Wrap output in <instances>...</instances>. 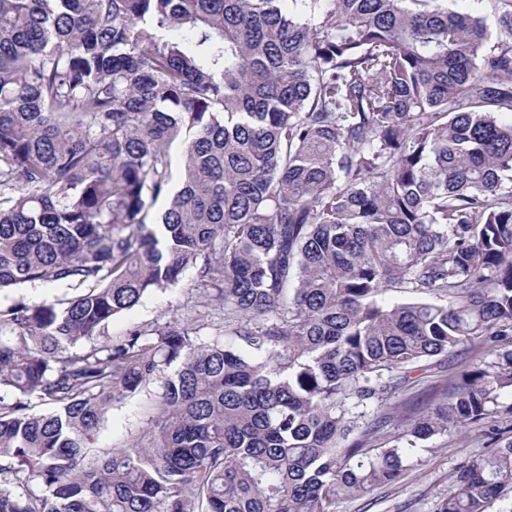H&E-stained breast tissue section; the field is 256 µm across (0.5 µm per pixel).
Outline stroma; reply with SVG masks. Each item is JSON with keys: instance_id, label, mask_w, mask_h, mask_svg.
Masks as SVG:
<instances>
[{"instance_id": "1", "label": "stroma", "mask_w": 512, "mask_h": 512, "mask_svg": "<svg viewBox=\"0 0 512 512\" xmlns=\"http://www.w3.org/2000/svg\"><path fill=\"white\" fill-rule=\"evenodd\" d=\"M193 279V274H186L181 284L149 294L139 305L112 320L107 336H120L129 327L177 317V306ZM480 357V352L459 347L449 355L431 359L428 367L412 373V384L401 390L399 400L423 402L429 388L453 385L459 373ZM149 415V400L143 394L113 406L101 426L99 446H123ZM488 431L470 425L421 442L407 452L404 468L394 483L361 496L337 499L333 512H437L440 501L458 490L459 467L496 449V440H491Z\"/></svg>"}]
</instances>
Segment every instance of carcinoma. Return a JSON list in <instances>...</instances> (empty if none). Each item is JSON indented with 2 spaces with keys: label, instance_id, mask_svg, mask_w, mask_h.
Instances as JSON below:
<instances>
[{
  "label": "carcinoma",
  "instance_id": "1",
  "mask_svg": "<svg viewBox=\"0 0 512 512\" xmlns=\"http://www.w3.org/2000/svg\"><path fill=\"white\" fill-rule=\"evenodd\" d=\"M448 2L0 0V290L75 291L0 304V512H330L403 468L370 411L465 344L497 362L401 440L512 416V0ZM188 271L219 322L102 339ZM456 480L438 512H486L512 440ZM72 291H67L64 287L52 284H37L28 286L20 290H3L0 292V303L9 304L20 295H24L28 300L39 301L43 299H62L72 296ZM145 394L141 393L112 407L101 425L98 435L100 447L123 446L127 438L147 421L150 415V404L149 397L147 398Z\"/></svg>",
  "mask_w": 512,
  "mask_h": 512
}]
</instances>
